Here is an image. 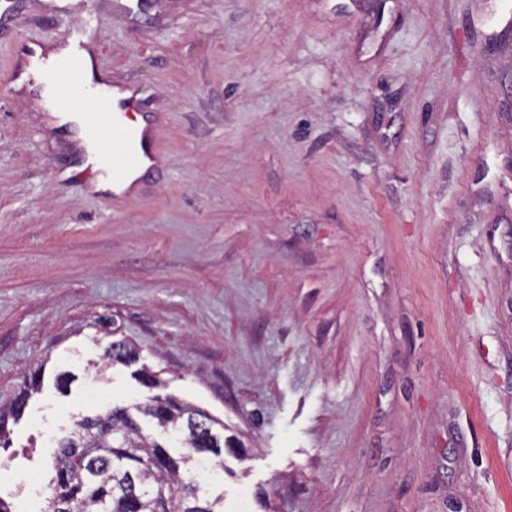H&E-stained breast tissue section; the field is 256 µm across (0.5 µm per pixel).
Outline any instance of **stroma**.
Returning a JSON list of instances; mask_svg holds the SVG:
<instances>
[{"instance_id": "1", "label": "stroma", "mask_w": 512, "mask_h": 512, "mask_svg": "<svg viewBox=\"0 0 512 512\" xmlns=\"http://www.w3.org/2000/svg\"><path fill=\"white\" fill-rule=\"evenodd\" d=\"M0 25V497L45 512L76 421L172 395L239 451L224 512H512L503 0H13ZM99 17L165 169L115 207L8 77ZM126 340L137 360L105 363ZM157 373V389L135 378ZM68 375L67 393L56 385Z\"/></svg>"}]
</instances>
